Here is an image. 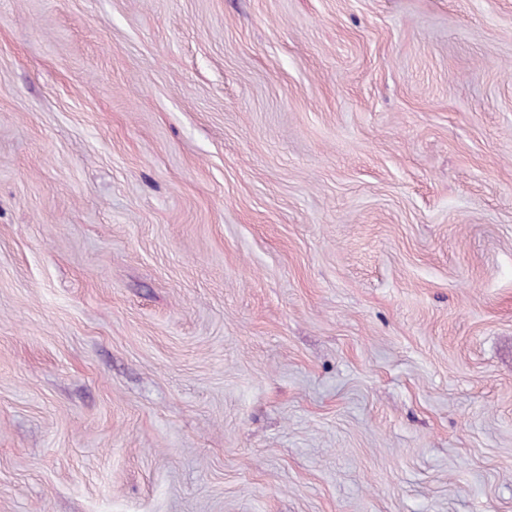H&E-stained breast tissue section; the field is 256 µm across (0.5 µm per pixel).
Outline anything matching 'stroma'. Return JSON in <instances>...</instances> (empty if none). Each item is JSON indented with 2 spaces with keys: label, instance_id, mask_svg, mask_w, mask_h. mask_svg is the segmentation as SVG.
Listing matches in <instances>:
<instances>
[{
  "label": "stroma",
  "instance_id": "35a3bbf8",
  "mask_svg": "<svg viewBox=\"0 0 512 512\" xmlns=\"http://www.w3.org/2000/svg\"><path fill=\"white\" fill-rule=\"evenodd\" d=\"M0 512H512V0H0Z\"/></svg>",
  "mask_w": 512,
  "mask_h": 512
}]
</instances>
